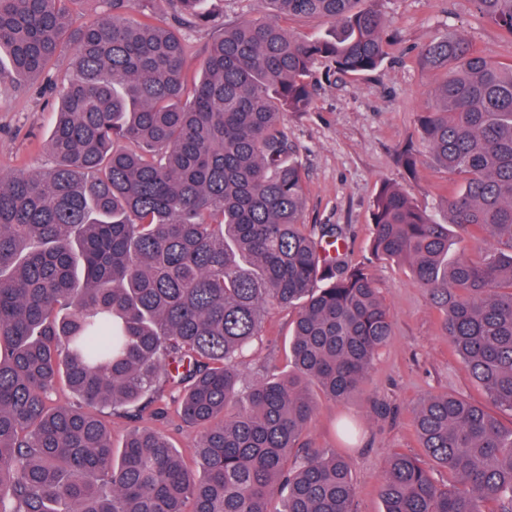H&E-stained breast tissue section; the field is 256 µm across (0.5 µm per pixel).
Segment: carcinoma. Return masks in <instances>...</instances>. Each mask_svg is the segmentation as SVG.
<instances>
[{"label":"carcinoma","mask_w":512,"mask_h":512,"mask_svg":"<svg viewBox=\"0 0 512 512\" xmlns=\"http://www.w3.org/2000/svg\"><path fill=\"white\" fill-rule=\"evenodd\" d=\"M0 0V84L27 92L69 56L39 173L0 175V512H354L351 458L309 439L319 399L362 395L393 320L370 264L408 269L489 405L427 396L396 452L383 512H512V61L442 36L418 140L448 172V223L403 190L373 201L370 258L304 224L305 171L284 116L311 68L383 62L378 0H260L227 26L203 0ZM512 35V0H473ZM319 18L325 34L288 30ZM210 29L188 81L185 30ZM296 311L288 372L241 387L271 309ZM75 397L52 404L57 385ZM202 429L193 465L104 411ZM448 474L440 484L433 470Z\"/></svg>","instance_id":"carcinoma-1"}]
</instances>
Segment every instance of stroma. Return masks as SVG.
<instances>
[{"mask_svg":"<svg viewBox=\"0 0 512 512\" xmlns=\"http://www.w3.org/2000/svg\"><path fill=\"white\" fill-rule=\"evenodd\" d=\"M379 7L387 19L382 64L351 75L328 60L316 61L311 109L284 117L306 172L304 221L341 226L344 250L354 264L368 261L372 205L382 185L400 187L439 222L448 220L447 173L425 156L412 170L401 158L416 140L418 114L441 80L422 67L421 49L451 32L491 59H512V34L482 18L471 0H380ZM57 108L56 94L20 96L10 86L0 87V172L34 173L52 165L48 140ZM372 272L394 316V334L374 363L365 394L345 404L321 400L309 435L313 447L337 448L340 421L357 423L355 512H381L377 486L391 454L423 456L411 424V409L420 398L453 393L485 399L407 270L379 261ZM293 319L289 309L271 311L262 340L244 354V382H253L263 365H284Z\"/></svg>","mask_w":512,"mask_h":512,"instance_id":"stroma-1","label":"stroma"}]
</instances>
